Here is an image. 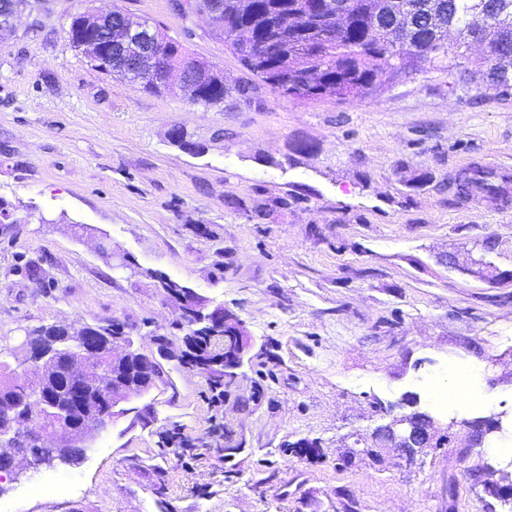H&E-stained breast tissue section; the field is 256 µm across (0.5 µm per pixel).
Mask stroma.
<instances>
[{"mask_svg": "<svg viewBox=\"0 0 512 512\" xmlns=\"http://www.w3.org/2000/svg\"><path fill=\"white\" fill-rule=\"evenodd\" d=\"M112 3L220 69L223 105L141 92L70 48L71 17ZM473 166L501 175L494 197L449 190ZM0 199L15 358L25 329L96 320L156 355L183 323L161 275L233 312L270 372L258 391L242 366L227 413L207 372L170 370L78 462L0 472L5 512H512L459 462L512 457L454 443L410 461L377 437L415 410L440 434L489 416L512 431V95L480 75L289 99L173 0H30L0 39ZM451 364L477 369L475 395L439 409L420 380ZM228 424L245 441L230 457ZM50 480L67 492L38 493Z\"/></svg>", "mask_w": 512, "mask_h": 512, "instance_id": "1", "label": "stroma"}]
</instances>
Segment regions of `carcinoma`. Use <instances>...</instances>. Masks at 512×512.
<instances>
[{
	"label": "carcinoma",
	"instance_id": "1",
	"mask_svg": "<svg viewBox=\"0 0 512 512\" xmlns=\"http://www.w3.org/2000/svg\"><path fill=\"white\" fill-rule=\"evenodd\" d=\"M355 4L351 22L342 33L326 21L345 4ZM301 11L307 20L288 27L279 38L268 29L269 17ZM224 38L241 63L260 81L276 90L282 89V78L288 82L304 83L325 90L312 94L310 100L324 95L359 96L373 85L398 72L434 69L462 79L470 70L483 72L486 87L506 95L512 90V0H224V24L214 27ZM397 32L402 42L416 49L413 58L394 52L387 45L388 36ZM155 34L172 47L168 65L188 60L178 39L160 30ZM192 101L205 107L224 104V89L205 95H194ZM494 174L479 168L460 173L454 183L455 193L468 196L475 188L494 189ZM165 295L178 302L188 296L186 287L157 276ZM192 310L185 318L189 338L222 336L227 330L215 325L202 300H190ZM109 321L82 324H52L27 331V345L33 350H54L63 358L78 348L84 336L95 334L103 342H112ZM227 361L213 369L214 385L222 388L224 403L235 408L239 402L238 369L241 358L234 354L233 338L224 340ZM11 352L0 347V412L12 413L13 420L22 423L26 415L48 402L57 391L70 387L65 374L47 381L41 392L33 383L43 381L40 374L34 379L8 369L5 357ZM408 426L417 433L411 443H403L413 455L431 446L432 418L423 412L405 416ZM469 446L482 443L486 436L499 429L492 418L471 421ZM479 469L488 475H498L491 482L494 493L512 491V471H495L482 464Z\"/></svg>",
	"mask_w": 512,
	"mask_h": 512
}]
</instances>
